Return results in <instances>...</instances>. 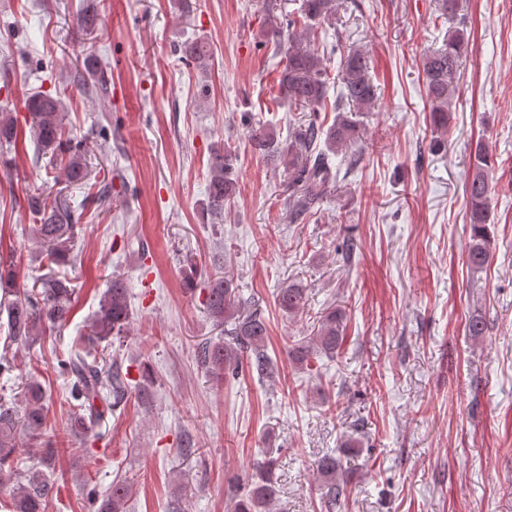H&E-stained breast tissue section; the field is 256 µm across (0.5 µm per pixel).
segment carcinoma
Returning <instances> with one entry per match:
<instances>
[{"instance_id": "carcinoma-1", "label": "carcinoma", "mask_w": 512, "mask_h": 512, "mask_svg": "<svg viewBox=\"0 0 512 512\" xmlns=\"http://www.w3.org/2000/svg\"><path fill=\"white\" fill-rule=\"evenodd\" d=\"M336 8V0H303L300 13L301 29L296 21L288 20V48L280 79V94L290 108L306 109L312 117L288 132L284 140L276 131L264 126L250 130L248 142L253 152L277 161L284 168L290 193L285 206L293 221H302L319 207L337 178L333 173L331 156L347 148L359 138L358 122L351 112L374 110L377 93L369 78V60L361 49H352L344 56L340 75L341 89L336 96V118L327 125L318 112L325 108L328 98L327 59L319 55L311 43L321 39ZM469 44L464 28H455L448 42L422 60L426 96L434 126L445 132L455 94V81ZM185 53L205 68L210 58L208 46L202 42L188 44ZM30 121L29 133L41 156L61 158L60 175L70 183L87 176L85 153L65 136V105L60 97L45 91L27 97ZM20 130L8 112L0 113V165L8 169L18 150ZM472 168L467 186V205L471 227V242L467 252L469 267L486 266L492 254L490 224L494 223L490 206V174L500 168L497 159L482 143L471 149ZM234 164L232 153L226 149L212 152L209 165L206 212L224 221V205L235 193L231 178ZM27 206L35 224L29 227L32 238L45 247L48 262L70 260V243L77 234L75 215L66 203L44 196H30ZM206 308L210 317L222 326L230 325L224 335L209 339L199 348L201 364L216 379L238 374L240 355L246 354L250 370L260 379H272L278 374L277 361L268 354L266 338L268 325L260 305L253 303L240 311L235 303L238 286L230 272L215 268L206 283ZM75 289L68 281L54 276L41 280V288L20 286L14 254L0 252V318L6 317V339L30 347L34 345L43 326L60 329L67 323L71 298ZM276 302L286 314L304 308L305 292L295 283L277 292ZM132 315L128 305L127 286L123 277L112 276L110 288L101 299L99 310L91 324V338L112 345L130 333ZM341 313L332 309L319 316L315 334L293 340L289 356L303 371H318L314 363L331 359L344 336ZM59 375L66 380L67 404L70 408L69 428L76 439L87 438L99 428L107 416L124 405L131 390H136L144 402L151 395L149 374L139 372V380L131 384V375L117 362L107 363L91 352H70L56 357ZM27 401L25 410L16 408L14 399L0 394V480L13 483L10 512H46L58 488L56 482V449L46 448L36 462L26 469L15 465L17 432L23 430L34 437L41 433L45 420L46 395L40 384L32 381L23 388ZM316 471L327 487V507L332 509L346 497L347 484L338 481L342 475V459L327 454L316 465ZM276 459L261 462L248 481V488L235 495L233 512H269L277 496ZM132 487L126 480L117 479L100 495L89 492V500L97 512H126Z\"/></svg>"}]
</instances>
